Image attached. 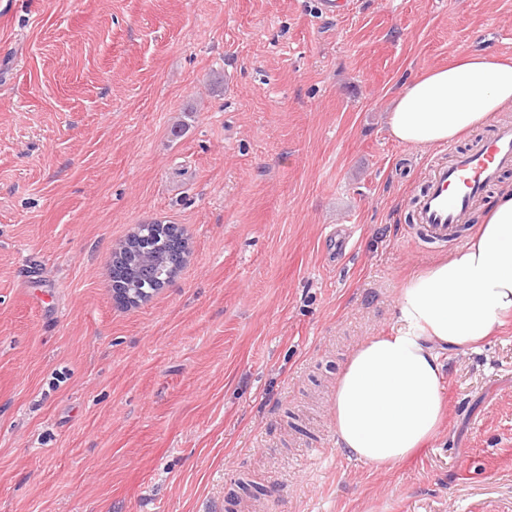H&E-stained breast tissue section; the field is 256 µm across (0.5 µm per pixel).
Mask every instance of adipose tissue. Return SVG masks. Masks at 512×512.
<instances>
[{"label": "adipose tissue", "mask_w": 512, "mask_h": 512, "mask_svg": "<svg viewBox=\"0 0 512 512\" xmlns=\"http://www.w3.org/2000/svg\"><path fill=\"white\" fill-rule=\"evenodd\" d=\"M512 112V59L465 53L407 81L388 133L435 149ZM390 333L351 353L336 382V444L374 467L396 464L435 438L444 410V358L495 334L512 314V184L502 185L468 243L412 274Z\"/></svg>", "instance_id": "ef3b65f1"}]
</instances>
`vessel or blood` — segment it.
Masks as SVG:
<instances>
[{
    "mask_svg": "<svg viewBox=\"0 0 512 512\" xmlns=\"http://www.w3.org/2000/svg\"><path fill=\"white\" fill-rule=\"evenodd\" d=\"M512 169V124L496 127L492 139L469 148H449L413 203V219L430 238L458 239L464 214L500 175Z\"/></svg>",
    "mask_w": 512,
    "mask_h": 512,
    "instance_id": "1",
    "label": "vessel or blood"
}]
</instances>
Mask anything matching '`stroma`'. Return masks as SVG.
<instances>
[{
  "label": "stroma",
  "instance_id": "35a3bbf8",
  "mask_svg": "<svg viewBox=\"0 0 512 512\" xmlns=\"http://www.w3.org/2000/svg\"><path fill=\"white\" fill-rule=\"evenodd\" d=\"M474 51L512 56V0H0V512H512V320L398 465L332 420L456 247L411 226L445 152L386 114ZM153 222L184 263L122 306L112 248Z\"/></svg>",
  "mask_w": 512,
  "mask_h": 512
}]
</instances>
